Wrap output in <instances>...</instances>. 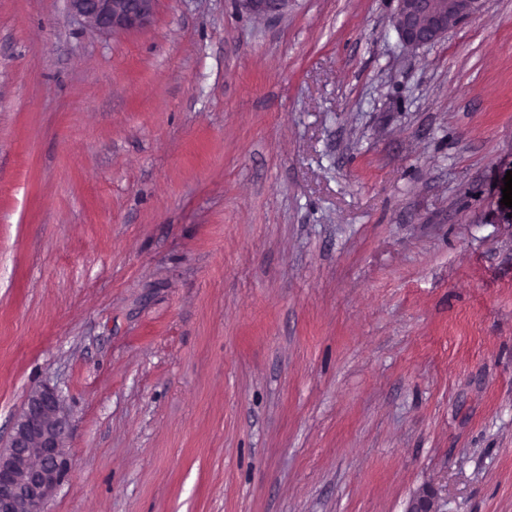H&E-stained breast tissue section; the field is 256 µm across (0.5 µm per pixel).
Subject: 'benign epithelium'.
<instances>
[{
  "mask_svg": "<svg viewBox=\"0 0 512 512\" xmlns=\"http://www.w3.org/2000/svg\"><path fill=\"white\" fill-rule=\"evenodd\" d=\"M73 15L94 31L130 30L146 24L155 0H68ZM291 0H238L246 12L281 16ZM486 0H397L394 27L401 42L420 47L479 16ZM68 419L62 395L51 386L32 389L10 437L0 451V512H48L47 504L70 468ZM436 493L422 487L406 512H437Z\"/></svg>",
  "mask_w": 512,
  "mask_h": 512,
  "instance_id": "7a95c632",
  "label": "benign epithelium"
}]
</instances>
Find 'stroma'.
<instances>
[{
	"mask_svg": "<svg viewBox=\"0 0 512 512\" xmlns=\"http://www.w3.org/2000/svg\"><path fill=\"white\" fill-rule=\"evenodd\" d=\"M0 0V448L49 512H512V0ZM73 15L94 31L130 30L146 24L155 0H68ZM241 9L257 17L281 16L291 0H238ZM486 0H397L394 27L407 47L439 41L448 30L479 16ZM68 427L56 388L39 386L28 393L9 446L0 451V512H48L71 464Z\"/></svg>",
	"mask_w": 512,
	"mask_h": 512,
	"instance_id": "stroma-1",
	"label": "stroma"
}]
</instances>
